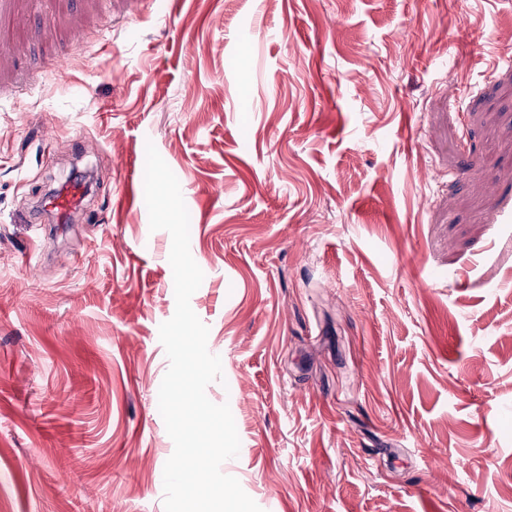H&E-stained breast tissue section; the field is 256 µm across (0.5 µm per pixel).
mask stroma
<instances>
[{"mask_svg":"<svg viewBox=\"0 0 512 512\" xmlns=\"http://www.w3.org/2000/svg\"><path fill=\"white\" fill-rule=\"evenodd\" d=\"M504 53L512 0H0V512H164L150 144L222 472L262 512H512ZM73 178L87 208L35 217Z\"/></svg>","mask_w":512,"mask_h":512,"instance_id":"stroma-1","label":"stroma"}]
</instances>
